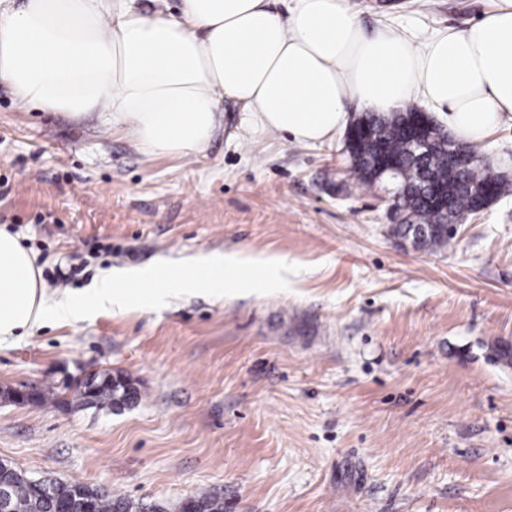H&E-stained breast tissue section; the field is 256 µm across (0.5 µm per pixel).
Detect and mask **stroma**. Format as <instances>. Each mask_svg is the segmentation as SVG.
Listing matches in <instances>:
<instances>
[{
    "instance_id": "stroma-1",
    "label": "stroma",
    "mask_w": 512,
    "mask_h": 512,
    "mask_svg": "<svg viewBox=\"0 0 512 512\" xmlns=\"http://www.w3.org/2000/svg\"><path fill=\"white\" fill-rule=\"evenodd\" d=\"M350 3L366 31L421 43L497 0ZM241 119L225 101L204 155L149 157L0 83V225L37 253L48 296L216 250L288 259L282 288L48 323L1 347L0 461L143 512L202 491L224 512H512L498 353L512 347V195L452 247L415 249L391 233L389 185L350 176L343 135L305 144ZM489 144L485 173L512 182V120ZM92 374L128 377L138 399L84 402Z\"/></svg>"
}]
</instances>
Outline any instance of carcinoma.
<instances>
[{"instance_id": "1", "label": "carcinoma", "mask_w": 512, "mask_h": 512, "mask_svg": "<svg viewBox=\"0 0 512 512\" xmlns=\"http://www.w3.org/2000/svg\"><path fill=\"white\" fill-rule=\"evenodd\" d=\"M416 111L413 106L387 115L365 112L355 123L358 132L349 137L348 151L353 159L351 175L362 186L370 188L377 179L370 171L372 159L383 153L395 160L399 169L392 181L396 184L398 197L396 210L402 221L392 225L393 233L398 235L407 224L424 228H435L437 233L425 243L426 247L446 249L452 244L455 235L439 231L444 224H457L460 220L477 214V193L487 182V176L479 171L475 164L456 167L448 163V145L441 136L424 154L417 157L409 149L405 130L408 115ZM432 185L446 189L452 199L453 208L449 214L434 207L428 198V188ZM81 396L84 400H93L97 404L118 405L121 394L112 392V383L105 378L91 379L84 384ZM56 497H42L25 490L13 495L14 508L20 512H54L56 502L74 491L87 488L77 481L56 482ZM97 500V512H133L134 504L127 499L114 497L102 490L93 489ZM195 512H224V501L207 492L193 496Z\"/></svg>"}]
</instances>
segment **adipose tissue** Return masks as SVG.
Segmentation results:
<instances>
[{
    "instance_id": "obj_1",
    "label": "adipose tissue",
    "mask_w": 512,
    "mask_h": 512,
    "mask_svg": "<svg viewBox=\"0 0 512 512\" xmlns=\"http://www.w3.org/2000/svg\"><path fill=\"white\" fill-rule=\"evenodd\" d=\"M0 81L22 107L63 112L120 134L148 155L198 156L226 100L261 132L317 144L350 106L387 113L421 98L460 140L482 141L512 116V0L421 44L366 32L348 0H182L145 16L136 0H0ZM288 260L213 252L186 270L163 262L104 273L48 301L34 252L0 226V344L41 322L148 309L173 294L287 283Z\"/></svg>"
}]
</instances>
